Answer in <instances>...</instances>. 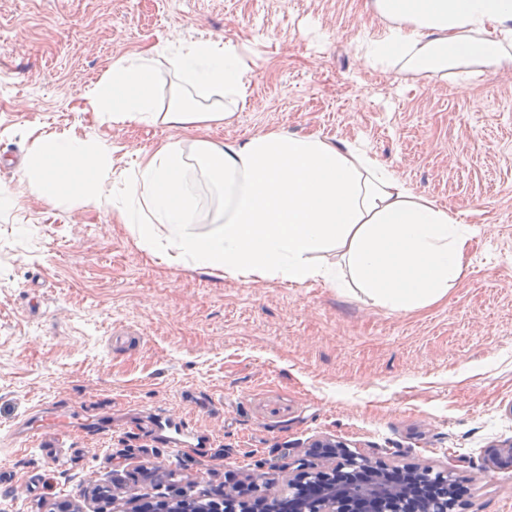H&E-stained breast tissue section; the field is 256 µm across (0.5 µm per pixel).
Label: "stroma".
<instances>
[{
    "label": "stroma",
    "mask_w": 512,
    "mask_h": 512,
    "mask_svg": "<svg viewBox=\"0 0 512 512\" xmlns=\"http://www.w3.org/2000/svg\"><path fill=\"white\" fill-rule=\"evenodd\" d=\"M367 0H0V512H115L100 487L144 499L288 467L318 438L466 480L464 512H512V71L448 84L365 66ZM230 38L253 61L250 103L215 139L268 128L364 140L476 235L466 277L408 312L320 283L219 279L153 260L87 197L20 182L37 138L112 143L110 177L173 137L115 125L87 95L123 55ZM201 446L170 451L157 416ZM69 426L59 462L26 436ZM103 422L107 432L85 430Z\"/></svg>",
    "instance_id": "35a3bbf8"
}]
</instances>
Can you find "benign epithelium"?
Masks as SVG:
<instances>
[{
	"instance_id": "benign-epithelium-1",
	"label": "benign epithelium",
	"mask_w": 512,
	"mask_h": 512,
	"mask_svg": "<svg viewBox=\"0 0 512 512\" xmlns=\"http://www.w3.org/2000/svg\"><path fill=\"white\" fill-rule=\"evenodd\" d=\"M497 468L512 467V441L485 449ZM297 474L288 476V512H459L456 484L450 471H434L422 463L391 465L381 457L351 451L338 440H314L297 460ZM125 498L131 512H280L283 498L265 474L246 483H229L221 490L224 506L212 503L210 491H179L156 503H141L132 488L112 495Z\"/></svg>"
}]
</instances>
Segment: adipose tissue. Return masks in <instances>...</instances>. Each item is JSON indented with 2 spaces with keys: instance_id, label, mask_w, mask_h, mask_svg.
<instances>
[{
  "instance_id": "adipose-tissue-1",
  "label": "adipose tissue",
  "mask_w": 512,
  "mask_h": 512,
  "mask_svg": "<svg viewBox=\"0 0 512 512\" xmlns=\"http://www.w3.org/2000/svg\"><path fill=\"white\" fill-rule=\"evenodd\" d=\"M370 13L379 29L357 40L367 67L434 83L512 69V0H370ZM250 72L230 39L120 57L89 95L93 112L177 137L144 154L117 194L103 188L114 147L89 137L36 140L21 178L47 201L95 191L144 252L170 265L351 284L395 311L445 297L466 274L470 225L365 144L278 129L210 138L247 106Z\"/></svg>"
}]
</instances>
